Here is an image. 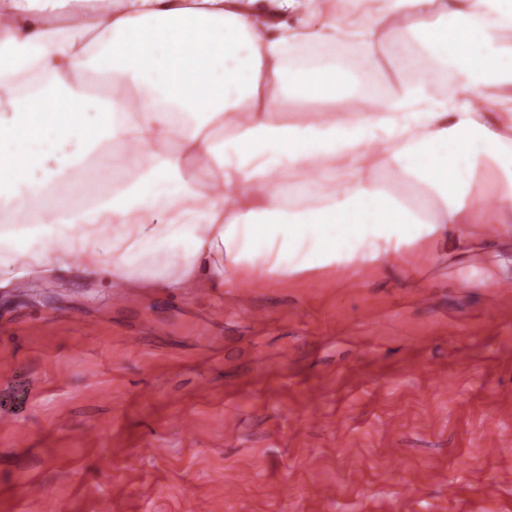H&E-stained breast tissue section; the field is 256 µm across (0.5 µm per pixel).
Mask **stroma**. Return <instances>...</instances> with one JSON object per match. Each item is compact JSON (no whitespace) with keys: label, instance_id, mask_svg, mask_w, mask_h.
<instances>
[{"label":"stroma","instance_id":"obj_1","mask_svg":"<svg viewBox=\"0 0 512 512\" xmlns=\"http://www.w3.org/2000/svg\"><path fill=\"white\" fill-rule=\"evenodd\" d=\"M500 250L223 297L1 289L0 512H512Z\"/></svg>","mask_w":512,"mask_h":512}]
</instances>
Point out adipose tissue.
Masks as SVG:
<instances>
[{"instance_id":"adipose-tissue-1","label":"adipose tissue","mask_w":512,"mask_h":512,"mask_svg":"<svg viewBox=\"0 0 512 512\" xmlns=\"http://www.w3.org/2000/svg\"><path fill=\"white\" fill-rule=\"evenodd\" d=\"M481 211L512 236V0H0V289L358 276Z\"/></svg>"}]
</instances>
